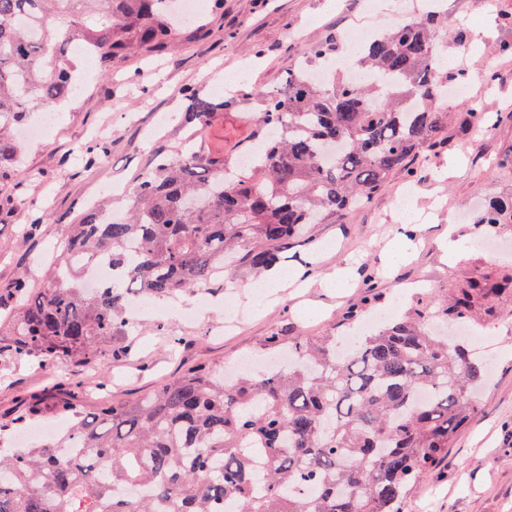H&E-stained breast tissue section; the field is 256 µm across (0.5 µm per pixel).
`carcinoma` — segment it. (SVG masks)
<instances>
[{"label":"carcinoma","mask_w":512,"mask_h":512,"mask_svg":"<svg viewBox=\"0 0 512 512\" xmlns=\"http://www.w3.org/2000/svg\"><path fill=\"white\" fill-rule=\"evenodd\" d=\"M175 0H0V184L18 171L15 129L35 109L79 93L73 44L101 69L144 48L164 51L179 28ZM439 16L367 39L361 68L392 85L319 83L300 70L261 95L255 132L270 131L245 166L190 143L159 148L131 188L128 214H91L67 231L62 260L44 288L19 275L0 291V335L12 360L46 367L85 359L131 322L130 295L172 297L224 284V263L275 266L307 227L351 211L389 176L418 172L445 143L438 101L448 72L432 77ZM183 123L204 128L224 98L184 95ZM473 127L512 113L465 105ZM233 170L232 177L226 176ZM512 230V195L489 200L482 236ZM106 258L112 278L88 293L80 263ZM512 292V271L467 273L448 294L418 298L404 316L339 351L300 336L267 346L288 356L277 372L224 381V366L197 365L128 403L81 409L60 382L58 436L0 453V512H402L407 492L439 469L477 412L486 367L430 320L482 325ZM34 398L0 423L26 428L44 416ZM72 448L68 455L59 448Z\"/></svg>","instance_id":"carcinoma-1"}]
</instances>
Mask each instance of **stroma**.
I'll list each match as a JSON object with an SVG mask.
<instances>
[{
    "label": "stroma",
    "mask_w": 512,
    "mask_h": 512,
    "mask_svg": "<svg viewBox=\"0 0 512 512\" xmlns=\"http://www.w3.org/2000/svg\"><path fill=\"white\" fill-rule=\"evenodd\" d=\"M204 24L179 30L172 51H138L112 64L105 75L98 66L85 74L84 90L57 106L43 142L23 145L24 164L0 187V288L18 274L34 287L47 281L67 225L83 216L90 199L124 205L123 189L149 163L155 146H177L186 131L172 116L185 89L214 96L215 75L251 67L240 83L253 96L238 98L214 113L199 141L205 150L235 158L242 146L254 144L252 116L259 93L281 87L289 68L312 56L323 43L344 51V34L369 15L364 0H223L221 9L205 8ZM449 29H462L469 41H482L480 51L450 57L454 71L474 74L470 96L491 111H512V0H497L486 10L480 0H445ZM450 115L448 140L430 154L431 175L411 178L394 174L364 206L312 225V245L295 244L286 269L314 260L317 276L346 270L348 281L337 294L319 284L291 286L267 301L265 273L239 267L227 276L228 287L208 294L209 309L197 311L198 291L159 298L137 316L124 333L101 346L92 362H68L65 371L83 384L82 399L96 403V387L107 382L116 402H127L160 388L190 366L221 362L233 366L242 357L262 353L268 336H343L347 312L361 307L367 285L377 299L371 314L392 307L398 290L437 291L468 271L496 273L512 268V250L493 256L475 248L473 222L488 198L512 193V173L495 169L494 161L512 152V123L485 135L469 130L459 101H442ZM97 131L95 143L106 151L102 164L88 166L73 151ZM412 187L422 205L444 203L423 225L407 260L385 267L384 252L400 241L396 198ZM50 214L39 232L29 233L35 211ZM464 241L454 260H446L447 237ZM478 340L490 342L487 380L478 395V410L459 430L443 466L414 486L403 512H512V301L489 322ZM47 368L36 361L0 359V418L30 397L52 389Z\"/></svg>",
    "instance_id": "1"
}]
</instances>
